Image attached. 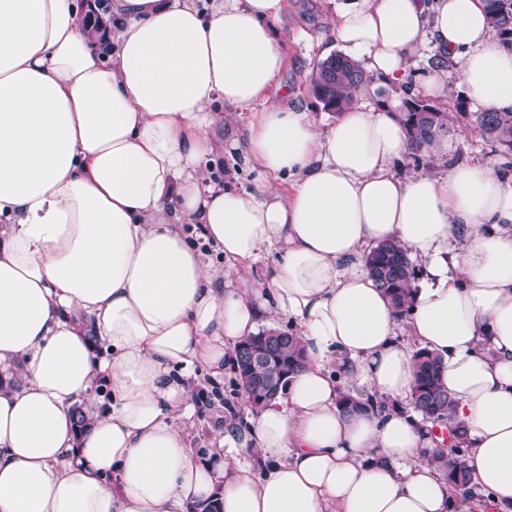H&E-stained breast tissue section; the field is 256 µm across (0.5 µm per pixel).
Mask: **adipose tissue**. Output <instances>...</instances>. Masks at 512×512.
<instances>
[{
	"label": "adipose tissue",
	"mask_w": 512,
	"mask_h": 512,
	"mask_svg": "<svg viewBox=\"0 0 512 512\" xmlns=\"http://www.w3.org/2000/svg\"><path fill=\"white\" fill-rule=\"evenodd\" d=\"M327 2L367 74L401 83L429 46L477 110H512L484 0ZM284 10L108 0L101 30L79 0H0V512H453L432 423L338 406L350 387L407 402L419 348L468 427L471 512H512V177L400 175L394 103L322 130L271 100ZM242 111L251 191L206 166ZM390 240L428 263L405 320L364 268ZM266 251L262 287L244 284ZM283 320L307 366L195 453L199 374L223 384L238 343Z\"/></svg>",
	"instance_id": "obj_1"
}]
</instances>
